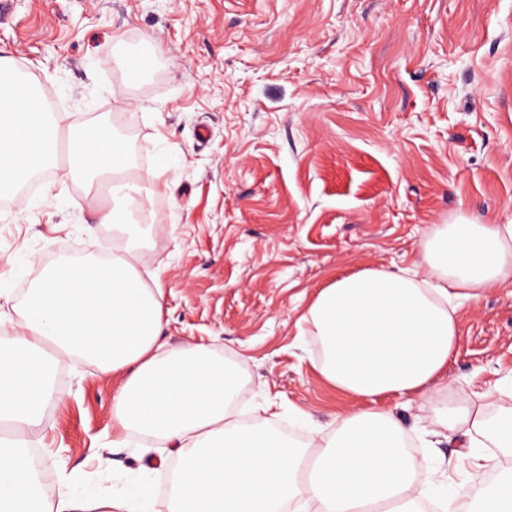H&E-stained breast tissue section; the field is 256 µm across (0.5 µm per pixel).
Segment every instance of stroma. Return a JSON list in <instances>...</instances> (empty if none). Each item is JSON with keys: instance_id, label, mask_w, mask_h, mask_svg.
Here are the masks:
<instances>
[{"instance_id": "stroma-1", "label": "stroma", "mask_w": 512, "mask_h": 512, "mask_svg": "<svg viewBox=\"0 0 512 512\" xmlns=\"http://www.w3.org/2000/svg\"><path fill=\"white\" fill-rule=\"evenodd\" d=\"M150 53L134 77L123 59ZM0 57L53 96L63 125L106 118L150 219L97 223L82 181L0 208V280L64 258L133 252L163 290L159 340L202 345L237 375L238 419L316 452L364 402L315 368L301 322L317 291L368 268L413 270L443 224H512V0H16ZM457 345L431 386L491 401L512 374V292L455 302ZM39 426L42 482L146 494L166 512L176 449L112 420L122 375L57 355ZM410 434L416 492L484 478L436 440L419 396L379 402Z\"/></svg>"}]
</instances>
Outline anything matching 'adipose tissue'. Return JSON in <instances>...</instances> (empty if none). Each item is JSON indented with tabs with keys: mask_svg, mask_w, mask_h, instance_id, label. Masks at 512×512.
Wrapping results in <instances>:
<instances>
[{
	"mask_svg": "<svg viewBox=\"0 0 512 512\" xmlns=\"http://www.w3.org/2000/svg\"><path fill=\"white\" fill-rule=\"evenodd\" d=\"M73 171L94 188L125 171L128 146L106 121L61 133L33 84L0 59V194L54 167L59 142ZM151 195L138 182L113 187L99 221L126 228ZM425 278L369 269L320 289L302 316L321 347L317 368L360 399L420 394L433 422L472 434L486 448L496 484L453 497L448 512H512V405L451 407L427 392L456 348L450 296L479 300L512 285V224L460 222L437 229L422 246ZM161 288L148 287L122 255L101 263L66 260L40 271L11 311L13 338L0 344V422L38 424L49 400L50 353L76 356L105 372H123L112 415L118 427L176 446L179 467L168 512H422L412 486L418 464L407 432L386 409L350 411L303 472L307 451L273 429L244 428L228 407L238 382L223 361L198 346L164 351L158 341ZM119 495L73 497L43 490L21 444L0 439V512H139Z\"/></svg>",
	"mask_w": 512,
	"mask_h": 512,
	"instance_id": "ef3b65f1",
	"label": "adipose tissue"
}]
</instances>
